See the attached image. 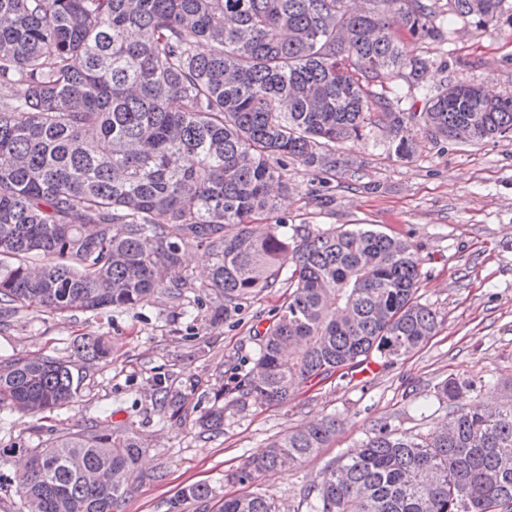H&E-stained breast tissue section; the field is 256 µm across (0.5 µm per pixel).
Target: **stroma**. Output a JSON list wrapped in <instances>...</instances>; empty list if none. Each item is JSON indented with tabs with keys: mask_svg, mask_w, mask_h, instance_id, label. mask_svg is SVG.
Returning a JSON list of instances; mask_svg holds the SVG:
<instances>
[{
	"mask_svg": "<svg viewBox=\"0 0 512 512\" xmlns=\"http://www.w3.org/2000/svg\"><path fill=\"white\" fill-rule=\"evenodd\" d=\"M406 47L429 61L421 79L426 87L465 82L512 95V19L487 29L459 21L445 41L410 37ZM409 132L420 147L408 159L395 155L382 127L351 147L357 162L332 182L333 200L324 207L314 200L318 177L288 164V194L278 215L320 232L371 224L413 244L422 259L416 298L440 322L418 352L378 366L365 379L336 375L305 385L283 405L250 400L240 407L223 390L248 371L258 336L288 291L287 279L219 323L208 309L188 316L162 300L101 314L22 309L0 323V361L38 354L67 359L81 336L109 339L112 357L82 362L76 403L50 418L0 412V447L16 441L38 448L57 435L88 434L107 417L132 426L149 445L141 462L146 478L122 512H166L170 500L197 482L222 496L267 495L280 512H307L305 490L375 424L427 434L468 407V393L449 404L435 399L436 384L448 375L482 380L486 403L512 402V134L455 143L422 137L414 125ZM158 378L172 403L165 416L153 398ZM217 404L224 408V429L210 432L201 420ZM325 417L340 422L328 447L292 469L245 484L226 482V474L261 456L289 428Z\"/></svg>",
	"mask_w": 512,
	"mask_h": 512,
	"instance_id": "obj_1",
	"label": "stroma"
}]
</instances>
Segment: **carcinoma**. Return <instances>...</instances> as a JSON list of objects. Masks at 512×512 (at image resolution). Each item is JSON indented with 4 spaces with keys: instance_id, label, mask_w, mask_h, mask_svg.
Segmentation results:
<instances>
[{
    "instance_id": "1",
    "label": "carcinoma",
    "mask_w": 512,
    "mask_h": 512,
    "mask_svg": "<svg viewBox=\"0 0 512 512\" xmlns=\"http://www.w3.org/2000/svg\"><path fill=\"white\" fill-rule=\"evenodd\" d=\"M0 0V315L20 309L103 313L161 298L228 320L273 288L290 287L235 401H288L374 356L384 366L435 335V311L415 294L422 260L407 240L372 228L313 232L275 219L290 160L329 183L351 161L336 146L373 126L397 138L410 121L435 140L512 133V99L471 83L420 88L423 59L399 35L445 40L456 20L496 26L512 0ZM207 43L206 53L197 51ZM421 95L418 112L388 84ZM212 258L197 286L181 274L182 248ZM106 359L102 338L76 346ZM83 375L50 355L0 361V410L53 413L73 405ZM482 386L450 377L435 397L452 402ZM224 429V408L203 418ZM336 420L292 428L229 479L291 468L324 448ZM148 448L129 426L61 436L42 448H0L15 467L24 512H119L144 479ZM217 491L194 483L169 505L206 509ZM310 512H512V403L477 404L436 433L374 426L304 494ZM217 512H277L272 498L219 500Z\"/></svg>"
}]
</instances>
